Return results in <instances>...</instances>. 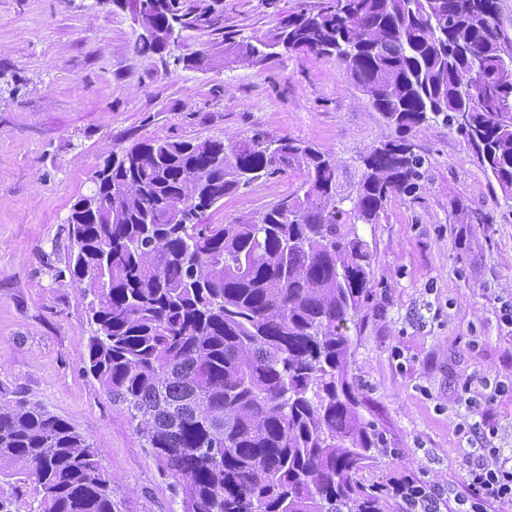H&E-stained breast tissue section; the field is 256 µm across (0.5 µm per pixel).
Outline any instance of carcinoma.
Returning a JSON list of instances; mask_svg holds the SVG:
<instances>
[{
  "label": "carcinoma",
  "mask_w": 512,
  "mask_h": 512,
  "mask_svg": "<svg viewBox=\"0 0 512 512\" xmlns=\"http://www.w3.org/2000/svg\"><path fill=\"white\" fill-rule=\"evenodd\" d=\"M499 15V0H325L261 37L224 35L233 63L337 62L394 126L347 194L332 155L256 133L113 151L72 204L70 284L94 325L87 370L181 489L182 512H388L384 485L358 479L385 440L349 374V323L374 275L357 225L419 189L409 135L439 116L467 114L458 133L512 195V32ZM295 168L299 189L258 221L201 222ZM114 184L125 191L107 210ZM2 476L0 512H120L101 449L26 398L0 397Z\"/></svg>",
  "instance_id": "1"
}]
</instances>
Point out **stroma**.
Returning a JSON list of instances; mask_svg holds the SVG:
<instances>
[{"instance_id": "1", "label": "stroma", "mask_w": 512, "mask_h": 512, "mask_svg": "<svg viewBox=\"0 0 512 512\" xmlns=\"http://www.w3.org/2000/svg\"><path fill=\"white\" fill-rule=\"evenodd\" d=\"M185 2L211 6L217 23L187 29L178 56L160 57L136 53L128 11L101 0H0V395L26 396L97 443L121 512H181V502L85 371L91 328L70 283L67 218L109 150L263 132L332 154L347 184L360 155L394 135L336 63L225 64V32L262 35L279 13L321 0ZM412 142L422 190L358 227L375 280L349 325L350 373L360 415L388 446L361 478L455 493L479 448H512V199L442 120ZM302 180L297 169L257 180L205 221L257 219ZM481 420L494 435L464 432Z\"/></svg>"}]
</instances>
